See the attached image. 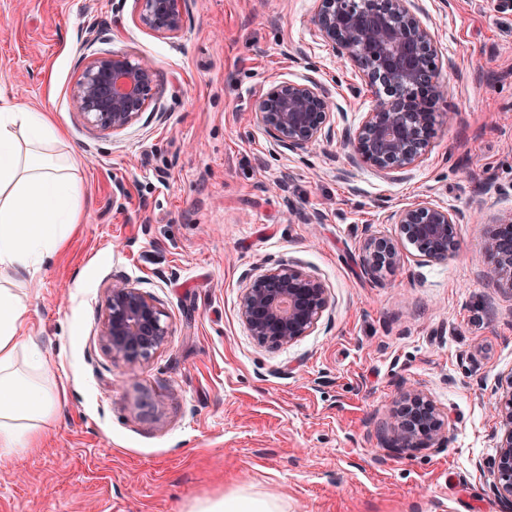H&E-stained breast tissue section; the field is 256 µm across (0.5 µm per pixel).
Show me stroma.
<instances>
[{
  "instance_id": "1",
  "label": "stroma",
  "mask_w": 512,
  "mask_h": 512,
  "mask_svg": "<svg viewBox=\"0 0 512 512\" xmlns=\"http://www.w3.org/2000/svg\"><path fill=\"white\" fill-rule=\"evenodd\" d=\"M318 0H186L158 36L139 0H0V94L48 113L77 151L82 220L27 277L26 334L65 390L36 451L0 458V512H190L238 490L288 512H512L477 461L494 455V391L512 374V296L487 285L490 222L512 212V0H418L446 92L428 154L406 176L349 166L343 144L374 99L315 35ZM151 60L152 100L124 130L90 127L71 89L100 53ZM317 80L340 107L331 141L280 146L254 111L266 90ZM417 198L465 215L443 263L372 280L367 233L400 236L387 210ZM286 264L329 307L292 345L239 317L250 277ZM127 278L169 326L150 358H112L106 290ZM447 423L441 448L380 440L400 386Z\"/></svg>"
}]
</instances>
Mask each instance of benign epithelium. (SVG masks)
I'll return each instance as SVG.
<instances>
[{
    "instance_id": "obj_1",
    "label": "benign epithelium",
    "mask_w": 512,
    "mask_h": 512,
    "mask_svg": "<svg viewBox=\"0 0 512 512\" xmlns=\"http://www.w3.org/2000/svg\"><path fill=\"white\" fill-rule=\"evenodd\" d=\"M141 24L157 35L174 37L184 25L186 0H140ZM323 42L347 60L375 104L349 138L359 162L384 173H398L418 162L430 147L438 113L432 103L443 92L435 59L438 41L420 17L416 0H319L312 19ZM156 70L145 58L109 52L92 57L72 88V100L87 123L120 131L147 108ZM336 102L316 81L282 82L260 96L255 105L276 141L305 150L335 135L331 118ZM463 216L424 198L389 212L387 220L427 261H446L455 252L454 227ZM491 259L488 282L512 295V212L492 224L485 240ZM403 261L398 245L380 234L363 243L361 265L373 279ZM329 305L325 285L294 267L279 266L252 279L240 303L241 321L263 344L291 345L308 335ZM155 299L123 277L112 278L101 321V341L115 359L149 358L168 336V325ZM398 410L384 431L389 447L402 452L438 448L445 420L430 395L420 387L400 390ZM495 455L476 469L493 478L492 489L512 505V374L506 390L495 398Z\"/></svg>"
}]
</instances>
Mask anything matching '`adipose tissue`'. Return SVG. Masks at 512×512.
<instances>
[{"label":"adipose tissue","mask_w":512,"mask_h":512,"mask_svg":"<svg viewBox=\"0 0 512 512\" xmlns=\"http://www.w3.org/2000/svg\"><path fill=\"white\" fill-rule=\"evenodd\" d=\"M59 131L26 102L0 96V276L31 272L58 254L79 222L76 152L56 157ZM28 295L0 287V457L33 448L62 401L34 336L24 334ZM193 512H287L274 495L238 491Z\"/></svg>","instance_id":"obj_1"}]
</instances>
